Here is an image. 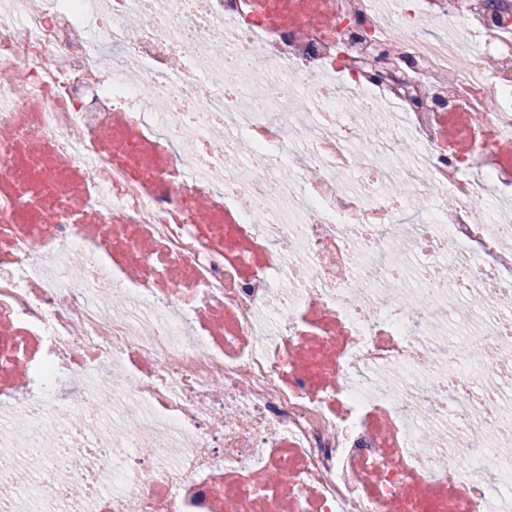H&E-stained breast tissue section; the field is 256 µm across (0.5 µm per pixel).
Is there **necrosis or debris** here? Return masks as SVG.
I'll return each instance as SVG.
<instances>
[{"label": "necrosis or debris", "mask_w": 512, "mask_h": 512, "mask_svg": "<svg viewBox=\"0 0 512 512\" xmlns=\"http://www.w3.org/2000/svg\"><path fill=\"white\" fill-rule=\"evenodd\" d=\"M510 348L512 0H0V512H512Z\"/></svg>", "instance_id": "necrosis-or-debris-1"}]
</instances>
